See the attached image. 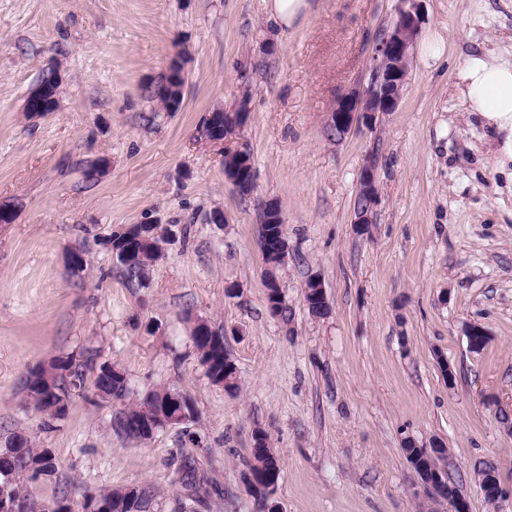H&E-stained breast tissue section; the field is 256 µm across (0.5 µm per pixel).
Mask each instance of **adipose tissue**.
Instances as JSON below:
<instances>
[{
    "instance_id": "obj_1",
    "label": "adipose tissue",
    "mask_w": 512,
    "mask_h": 512,
    "mask_svg": "<svg viewBox=\"0 0 512 512\" xmlns=\"http://www.w3.org/2000/svg\"><path fill=\"white\" fill-rule=\"evenodd\" d=\"M460 80V95L468 110L505 133L504 151L512 156V60L494 53L471 57Z\"/></svg>"
}]
</instances>
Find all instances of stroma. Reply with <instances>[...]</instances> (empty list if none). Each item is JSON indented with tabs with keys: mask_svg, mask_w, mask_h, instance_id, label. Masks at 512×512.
I'll return each mask as SVG.
<instances>
[{
	"mask_svg": "<svg viewBox=\"0 0 512 512\" xmlns=\"http://www.w3.org/2000/svg\"><path fill=\"white\" fill-rule=\"evenodd\" d=\"M309 3L282 27L264 0H0V204L16 212L0 227V448L24 435L52 449L57 472L28 484L39 500L147 485L151 512H172L186 491L170 460L183 455L223 490L203 512H260L242 479L259 429L280 461V512H448L425 502L409 441L447 448L440 466L469 512H512V433L497 418L512 412V162L458 91L469 57L512 54V0H423L398 110L341 142L328 115L369 83L404 0ZM176 54L183 102L166 112L150 92ZM55 66L57 110L28 120L25 98ZM245 94L233 144L251 156L247 194L202 136L209 112ZM369 158L380 201L362 235ZM101 159L106 172L88 178ZM271 201L288 240L284 319L267 307L259 245ZM215 210L223 223H208ZM149 221L184 234L140 283L103 240ZM314 276L322 317L304 295ZM198 319L223 334L237 391L200 366ZM474 323L489 336L477 353ZM70 355L119 364L132 397L187 395L195 419L128 440L113 426L124 404L98 401L93 368L44 430L26 379ZM488 464L511 494L494 507L478 482ZM357 199L359 204L354 206L353 224L360 233L368 234L370 224H374V214L380 201L375 163L370 158L361 170Z\"/></svg>",
	"mask_w": 512,
	"mask_h": 512,
	"instance_id": "obj_1",
	"label": "stroma"
}]
</instances>
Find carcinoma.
<instances>
[{"label": "carcinoma", "instance_id": "carcinoma-1", "mask_svg": "<svg viewBox=\"0 0 512 512\" xmlns=\"http://www.w3.org/2000/svg\"><path fill=\"white\" fill-rule=\"evenodd\" d=\"M274 242L269 244L267 239ZM136 241L138 250L143 253L141 261L144 274L140 275L129 268L125 269L127 277L131 280L141 281L146 278L145 272L149 271L155 263L164 257V253L157 249L156 236L142 234L141 225L136 224L126 230L114 232L109 236V243L113 246V257L117 263L124 264L122 252L131 243ZM287 247L285 227L282 224H267L263 227L260 236V248L266 245ZM264 286L267 300H276L281 313H286L287 306L277 280V272L264 271ZM211 331L209 325L198 320L192 328V342L199 364L205 367V374L215 385H221L227 391L237 389V375L235 364L224 351V336H204L203 331ZM84 381V363L77 361L73 356L57 358L48 365L32 371L26 380L25 388L27 398L33 406L46 415L47 421L44 428H51V422L61 420L60 409L69 402L70 380ZM95 389L100 399L104 401H123L128 398L130 391L124 371L116 364L103 362L98 367L95 379ZM175 391L166 388H157L147 393L138 402L129 405L115 416V429L125 437L144 441L148 436L131 427V424L141 416V408L149 405L156 416L168 417L172 414L170 404ZM403 451L408 461L415 460L422 463L427 470L440 467L442 458L436 457L430 460L421 456V449L413 443H408ZM252 460L247 470L243 473L244 482L248 483L257 476L270 471L278 461L275 451L270 448L268 440L253 442L251 450ZM175 466V479L180 484L191 488L192 495L188 499H181L176 504L174 512H197V507L206 503L209 490L206 488L207 478L197 466L192 457H183L173 462ZM57 464L55 456L51 455V449L39 447L35 441L24 436L11 437L6 448L0 450V480L5 475H10L12 482L10 491L14 497L21 500L24 512H57L55 507L61 503L69 506V512H85L86 503L98 501L108 505L117 512H149L152 501V489L149 486L141 487V495L127 503L130 491L124 489H105L94 493L85 492L81 499L76 500L64 490L60 496L51 502L37 500L26 490L25 480H36L39 474L51 476L56 473Z\"/></svg>", "mask_w": 512, "mask_h": 512}]
</instances>
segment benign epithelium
Returning <instances> with one entry per match:
<instances>
[{
    "mask_svg": "<svg viewBox=\"0 0 512 512\" xmlns=\"http://www.w3.org/2000/svg\"><path fill=\"white\" fill-rule=\"evenodd\" d=\"M420 0H406L404 8L393 25L385 32L376 45L370 82L362 88H354L342 96L330 112L327 127L339 132V140H344L351 131L362 126L369 128L376 123L379 114L394 112L401 100V86L408 79L414 44L424 23L419 7ZM27 116L31 120L41 119L56 111V95H44V85L35 86L26 97ZM205 138L217 145L224 144L225 110L217 108L207 115ZM359 204L354 207L356 229L370 232L374 214L379 204L377 172L373 160L364 163L357 193ZM425 494L437 502H446L452 512H468L467 503L453 493L448 479L441 474L420 477ZM249 489L256 496L262 512H278L273 501L272 487L252 484Z\"/></svg>",
    "mask_w": 512,
    "mask_h": 512,
    "instance_id": "obj_1",
    "label": "benign epithelium"
}]
</instances>
